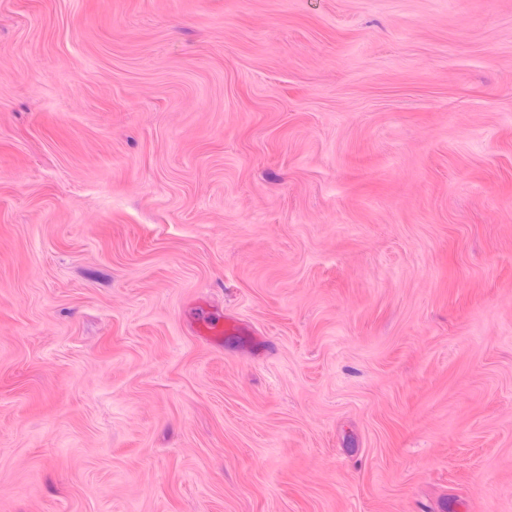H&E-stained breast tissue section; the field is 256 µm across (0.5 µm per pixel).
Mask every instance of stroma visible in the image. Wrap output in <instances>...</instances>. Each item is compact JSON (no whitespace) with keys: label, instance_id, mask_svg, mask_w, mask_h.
<instances>
[{"label":"stroma","instance_id":"obj_1","mask_svg":"<svg viewBox=\"0 0 512 512\" xmlns=\"http://www.w3.org/2000/svg\"><path fill=\"white\" fill-rule=\"evenodd\" d=\"M0 512H512V0H0Z\"/></svg>","mask_w":512,"mask_h":512}]
</instances>
